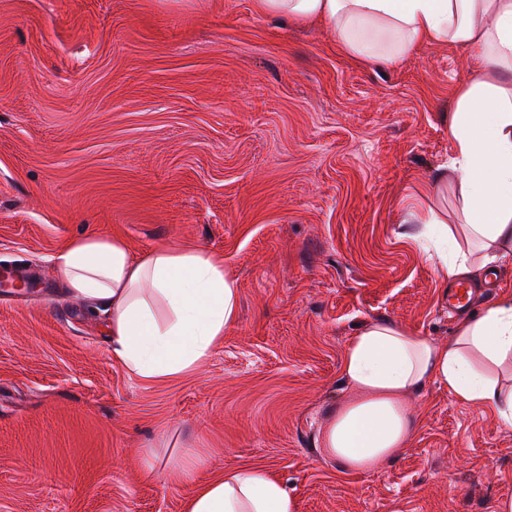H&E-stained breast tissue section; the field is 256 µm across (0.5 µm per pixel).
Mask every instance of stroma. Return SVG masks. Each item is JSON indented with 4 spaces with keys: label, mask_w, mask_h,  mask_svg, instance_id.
<instances>
[{
    "label": "stroma",
    "mask_w": 512,
    "mask_h": 512,
    "mask_svg": "<svg viewBox=\"0 0 512 512\" xmlns=\"http://www.w3.org/2000/svg\"><path fill=\"white\" fill-rule=\"evenodd\" d=\"M471 65L443 43L362 62L254 0H0V271L40 275L0 288V512H186L242 466L297 512L512 498V428L435 383L375 469L319 447L362 326L453 333L414 211L456 221L431 181ZM83 234L223 256L238 315L202 366L148 383L113 356L107 314L49 261Z\"/></svg>",
    "instance_id": "35a3bbf8"
}]
</instances>
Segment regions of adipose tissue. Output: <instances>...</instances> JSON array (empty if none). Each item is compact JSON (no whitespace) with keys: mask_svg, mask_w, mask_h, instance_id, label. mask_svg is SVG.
<instances>
[{"mask_svg":"<svg viewBox=\"0 0 512 512\" xmlns=\"http://www.w3.org/2000/svg\"><path fill=\"white\" fill-rule=\"evenodd\" d=\"M260 14L318 22L353 56L394 61L425 43H452L473 67L458 85L448 122L451 154L438 169L461 203V224L429 214L422 247L442 279L456 283L512 256V0H255ZM50 261L71 297L109 316L112 352L145 381L177 378L206 361L237 317L238 292L224 260L190 247L132 256L120 238L69 240ZM512 294L460 318L436 344L387 320L352 336L343 376L354 391L319 431L321 450L344 469L367 472L407 447L406 399L432 381L457 399L493 408L512 427ZM187 512H296L267 470L243 466L190 496Z\"/></svg>","mask_w":512,"mask_h":512,"instance_id":"ef3b65f1","label":"adipose tissue"}]
</instances>
